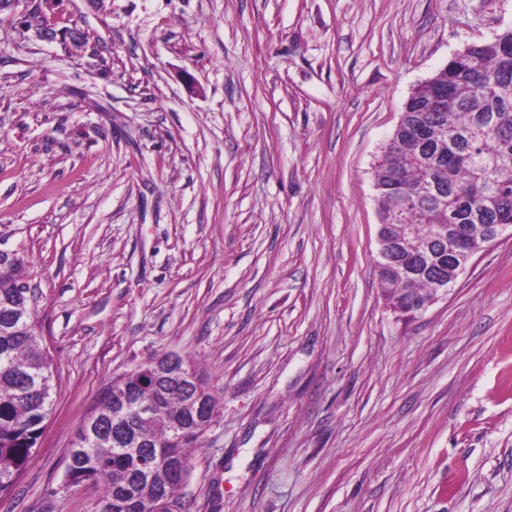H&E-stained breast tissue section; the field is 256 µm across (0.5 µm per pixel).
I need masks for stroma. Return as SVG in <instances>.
Listing matches in <instances>:
<instances>
[{
	"mask_svg": "<svg viewBox=\"0 0 512 512\" xmlns=\"http://www.w3.org/2000/svg\"><path fill=\"white\" fill-rule=\"evenodd\" d=\"M0 11V232L25 259L53 410L0 512L65 483L113 380L209 377L188 512H512V236L403 319L371 171L410 92L512 0H60Z\"/></svg>",
	"mask_w": 512,
	"mask_h": 512,
	"instance_id": "35a3bbf8",
	"label": "stroma"
}]
</instances>
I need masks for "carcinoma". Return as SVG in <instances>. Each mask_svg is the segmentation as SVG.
I'll return each instance as SVG.
<instances>
[{
  "label": "carcinoma",
  "mask_w": 512,
  "mask_h": 512,
  "mask_svg": "<svg viewBox=\"0 0 512 512\" xmlns=\"http://www.w3.org/2000/svg\"><path fill=\"white\" fill-rule=\"evenodd\" d=\"M448 98V111L436 109ZM375 167L374 187L383 245L410 237L416 253L436 248L441 231L466 224L512 225V28L457 52L416 87ZM384 300L404 316L411 297H430V274L405 277L398 266H377ZM29 274L24 261L0 268V496L13 486L42 434L52 406L51 363L31 320L29 296L14 282ZM130 403L150 411L131 421V438L150 448L118 446L107 393L97 423L82 424L69 450L66 484L102 487V512H154V500L175 496L189 475L190 449L202 429L203 408L193 393L165 378L128 383ZM175 456L178 466L141 479L151 453Z\"/></svg>",
  "instance_id": "carcinoma-1"
}]
</instances>
